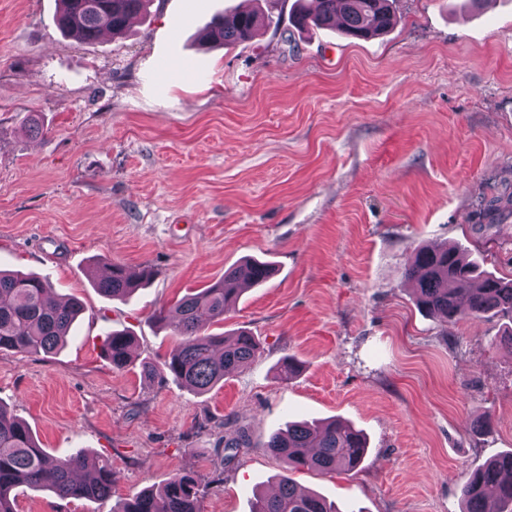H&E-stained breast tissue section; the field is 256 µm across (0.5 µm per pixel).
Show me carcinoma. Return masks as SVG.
<instances>
[{"label": "carcinoma", "instance_id": "carcinoma-1", "mask_svg": "<svg viewBox=\"0 0 512 512\" xmlns=\"http://www.w3.org/2000/svg\"><path fill=\"white\" fill-rule=\"evenodd\" d=\"M152 0H60L58 26L83 43L95 42L103 32H123L131 18L147 9ZM297 8L289 21L298 30L310 26L337 28L344 35L365 40L380 35L393 22L391 0H315L311 11L295 0ZM259 26L251 11L221 13L207 26L203 39L227 45L250 40ZM483 222L478 230L502 223L512 215L496 199L480 202ZM273 274L270 264L246 259L224 271V277L177 301L172 311L155 312V323L170 327L181 337L162 363L144 361L145 377L170 375L196 392H206L234 370L246 366L260 352L259 343L247 331L232 336L213 334L207 328L224 319L238 297L236 284L255 286ZM121 265L99 279L96 288L111 299L124 298L139 285ZM414 285L419 310L443 322L468 314L473 318L507 315L512 318V280L504 281L480 269L457 245L418 248L405 271ZM52 285L48 279L0 270V351L21 355L50 353L67 336L81 311L69 299L59 304L47 300ZM132 336L114 330L103 342V352L112 369L122 371L132 362ZM265 452L284 464L277 491L256 495L252 512H337L324 497L299 487L297 471L351 472L367 453L363 434L336 420L324 424L297 422L285 432L272 433L262 444ZM114 474L106 461L89 465L81 456L51 459L35 440L29 426L0 406V512H14L12 493L19 487L46 490L73 499L111 496ZM461 512H512V452L500 454L475 468L460 489ZM202 493L197 478L175 473L158 491L142 490L121 500L113 512H202Z\"/></svg>", "mask_w": 512, "mask_h": 512}]
</instances>
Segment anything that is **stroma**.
<instances>
[{"instance_id":"obj_1","label":"stroma","mask_w":512,"mask_h":512,"mask_svg":"<svg viewBox=\"0 0 512 512\" xmlns=\"http://www.w3.org/2000/svg\"><path fill=\"white\" fill-rule=\"evenodd\" d=\"M293 2L154 0L86 44L58 0H0V268L83 305L55 351H0V405L50 456L117 475L98 500L18 489L16 512H112L178 471L203 512H250L282 469L261 442L303 419L367 438L358 470L295 475L341 512H460L468 470L512 451V320L440 322L404 277L414 248L448 242L512 279V218L473 230L478 194L512 192V0H396L369 40L286 21L199 40L216 14ZM246 259L274 273L215 330L260 355L206 393L143 377L177 342L155 310ZM112 263L154 275L112 300L94 286ZM115 329L133 336L122 371L101 351Z\"/></svg>"}]
</instances>
